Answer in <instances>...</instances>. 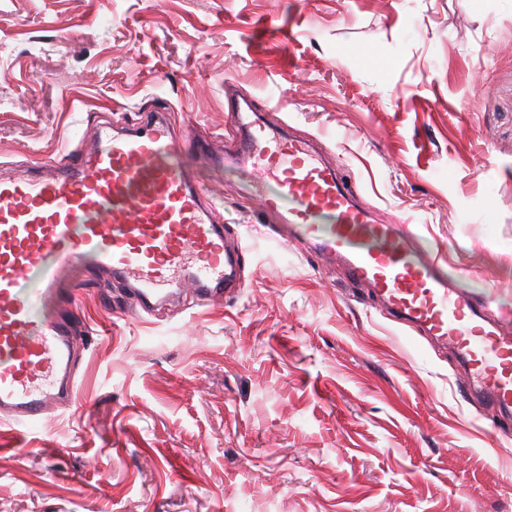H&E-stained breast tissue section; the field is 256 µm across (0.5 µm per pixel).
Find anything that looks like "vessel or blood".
Listing matches in <instances>:
<instances>
[{"label": "vessel or blood", "mask_w": 512, "mask_h": 512, "mask_svg": "<svg viewBox=\"0 0 512 512\" xmlns=\"http://www.w3.org/2000/svg\"><path fill=\"white\" fill-rule=\"evenodd\" d=\"M238 136L212 165L232 164L260 187L259 207L277 213L292 241L341 265L395 321L452 347L466 389L512 416V323L490 319L485 302L455 288L435 258L417 257L392 224H378L336 167L311 142L226 100ZM186 142L163 113L126 134L99 127L60 175L0 177V422L30 427L72 402L75 338L69 322L37 319L24 288L39 274L52 299L75 266L126 283L152 313L181 289L202 299L243 288L242 244H229L182 161Z\"/></svg>", "instance_id": "b4317fda"}]
</instances>
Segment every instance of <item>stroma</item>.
I'll return each instance as SVG.
<instances>
[{
	"mask_svg": "<svg viewBox=\"0 0 512 512\" xmlns=\"http://www.w3.org/2000/svg\"><path fill=\"white\" fill-rule=\"evenodd\" d=\"M316 141L379 223L512 311V0H0V173L53 175L97 126L165 111L221 153L225 84ZM245 286L143 315L73 271L76 393L0 424V512H512V423L452 349L263 232L237 167L184 157Z\"/></svg>",
	"mask_w": 512,
	"mask_h": 512,
	"instance_id": "1",
	"label": "stroma"
}]
</instances>
